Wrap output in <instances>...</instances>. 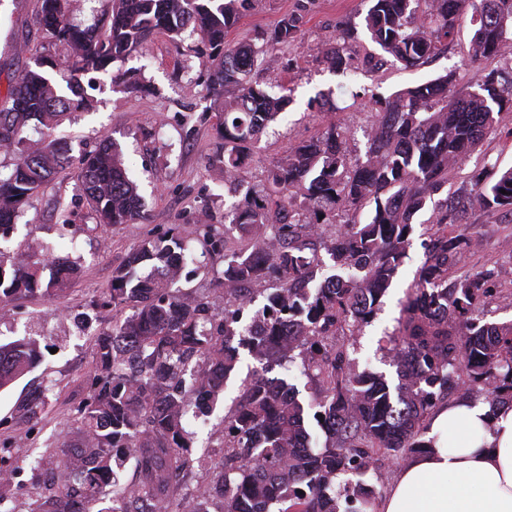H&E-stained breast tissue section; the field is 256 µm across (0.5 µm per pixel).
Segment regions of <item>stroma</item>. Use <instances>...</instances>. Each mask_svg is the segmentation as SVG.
<instances>
[{"mask_svg":"<svg viewBox=\"0 0 512 512\" xmlns=\"http://www.w3.org/2000/svg\"><path fill=\"white\" fill-rule=\"evenodd\" d=\"M38 6V0H0V97L9 78L20 75L33 55L55 51L38 23ZM367 9L366 0H313L305 10L299 0H254L244 12L229 32V41L261 46L263 68L277 73L279 82L291 88L293 102L254 143L250 160L231 186L224 182L219 162L224 143L217 134L226 95L210 84L208 45L189 35L177 42L154 35L122 66L127 79L150 84L147 94L113 85L108 73L82 76L91 107L75 113L61 128L73 162L29 198L9 243L26 259L38 246L59 241L72 248L80 264L78 276L53 300L34 295L0 301V342L26 337L36 340L41 351V361L32 372L0 391V467L15 470L21 485L12 494L13 512H39L44 486L77 433L75 412L87 397L94 374L92 336L126 314L120 306L96 309L92 303L109 294L114 270L134 246L175 229L194 239L205 226H222L225 212L243 198L248 187L263 180L268 161L284 155L292 143L321 134L329 119L347 127L348 146L354 154L364 153V128L373 114L370 106L361 105L360 95L387 97L449 73L454 76L449 95L467 91L474 27L466 18L454 42L423 66L406 68L396 63L379 74L329 71L321 56L335 44L342 28L359 29V53H379V46L363 31ZM298 10L303 20L293 46L265 45L280 18ZM20 46L26 47V54H17ZM106 135L126 153L131 176L145 200V216L102 229L80 190L75 159L96 151ZM510 168L512 111L506 110L496 115L470 158L450 174L448 193L464 194L472 175L493 177ZM430 214L426 208L414 216L407 255L383 304L349 347L358 368L390 378L395 375L387 363L386 345L406 290L426 260L424 223ZM466 221L468 246L449 277L491 273L497 293L480 303L478 313L489 321L512 322V215L476 208L469 210ZM48 385L53 391L43 411L36 418H23L30 395ZM238 395L237 381H228L208 429L197 433L199 445L192 452L191 467L183 472L181 486L222 469L224 457L209 442L220 438L224 413Z\"/></svg>","mask_w":512,"mask_h":512,"instance_id":"stroma-1","label":"stroma"}]
</instances>
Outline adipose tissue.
<instances>
[{
  "instance_id": "adipose-tissue-1",
  "label": "adipose tissue",
  "mask_w": 512,
  "mask_h": 512,
  "mask_svg": "<svg viewBox=\"0 0 512 512\" xmlns=\"http://www.w3.org/2000/svg\"><path fill=\"white\" fill-rule=\"evenodd\" d=\"M428 437L377 512H512V408L457 400L432 415Z\"/></svg>"
}]
</instances>
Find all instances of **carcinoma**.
Returning a JSON list of instances; mask_svg holds the SVG:
<instances>
[{
  "mask_svg": "<svg viewBox=\"0 0 512 512\" xmlns=\"http://www.w3.org/2000/svg\"><path fill=\"white\" fill-rule=\"evenodd\" d=\"M91 8V22L65 13L67 0H39L37 19L70 64L35 59L8 81L0 109V152L15 163L0 173V300L20 294L52 299L63 277L77 265L55 245L24 262L2 243L17 230L30 194L71 161L50 131L72 111L87 106L80 76L112 72L156 33L177 40L189 32L217 51L212 77L236 90L224 110L219 134L224 176L236 178L260 129L291 102V88L255 73L258 51L248 42L225 41L254 0H104ZM476 29L470 61L472 90L448 99L450 77H439L388 97L374 96L376 120L369 126L364 156H354L347 133L330 121L324 131L288 147L266 166L264 181L226 213L224 238L201 234L216 251L225 238L258 234L270 206L285 213L272 234L224 255V300L203 302L179 286L182 267L196 258L189 240L173 231L135 247L112 276L109 301L131 313L94 336L96 374L77 409V440L66 447L58 486L48 490L41 512H87L100 499V475H116L129 457L140 479L123 507L98 512H154L172 505L181 472L190 463L195 432L194 396L215 399L234 376L240 351L257 361L241 379L238 403L224 414V502L219 512H263L271 500L278 512H375L377 493L364 487L374 456L406 460L430 447L426 418L441 394L455 384L479 386L493 408L512 407V323L473 317L476 306L495 293L488 272L473 273L448 287V270L466 246L465 207L436 202L435 231L427 260L408 289L398 327L390 337L389 365L397 381L359 370L346 340L373 319L406 257L413 217L448 185V175L476 150L495 121L512 108V84L504 86L483 62L499 55L509 40L512 0H370L365 30L384 54L406 67L420 66L453 39L467 9ZM301 16L285 15L272 33L275 44L296 41ZM348 29L322 61L333 72L356 68ZM48 131L34 139L30 125ZM81 189L103 224L142 216L144 203L130 179L120 144L106 136L99 148L78 158ZM374 203L370 218L361 211ZM471 205L512 211V169L488 181L476 176ZM343 224L324 235V226ZM270 283L258 312L262 326L237 335L241 309L237 285ZM107 301V302H109ZM102 302V305H107ZM300 357L322 398L308 405L288 385V397L269 391V363ZM40 358L36 344H0V389ZM329 440L315 453L311 424Z\"/></svg>",
  "mask_w": 512,
  "mask_h": 512,
  "instance_id": "obj_1",
  "label": "carcinoma"
}]
</instances>
